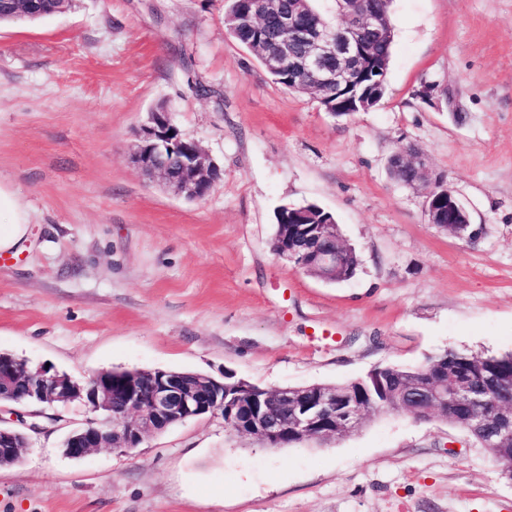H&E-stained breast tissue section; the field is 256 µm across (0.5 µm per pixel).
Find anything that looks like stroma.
<instances>
[{"label":"stroma","instance_id":"1","mask_svg":"<svg viewBox=\"0 0 512 512\" xmlns=\"http://www.w3.org/2000/svg\"><path fill=\"white\" fill-rule=\"evenodd\" d=\"M224 5L72 0L0 25V183L32 227L0 265V352L79 381L163 369L267 388L512 352V0H392L386 94L344 117L275 83ZM161 104L223 170L203 199L129 160ZM407 147L445 175L477 240L428 224L421 190L393 181ZM286 203L332 214L360 258L352 278L274 253ZM89 417L74 402L38 420L0 467V512H512V485L437 414L374 410L339 440L275 449L208 416L66 457Z\"/></svg>","mask_w":512,"mask_h":512}]
</instances>
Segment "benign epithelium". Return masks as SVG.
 <instances>
[{
  "mask_svg": "<svg viewBox=\"0 0 512 512\" xmlns=\"http://www.w3.org/2000/svg\"><path fill=\"white\" fill-rule=\"evenodd\" d=\"M273 0H253L243 25L254 27L272 11ZM336 25L307 21L303 11L283 12L281 26L288 39L266 55L264 64L274 70L286 67L300 72L314 92H331L350 85L375 61L373 41L385 33L379 14L366 0H336ZM395 165H409L417 172L412 186L424 194L428 223L469 239L470 216L441 175H434L422 157L409 150L393 155ZM131 163L146 177L157 179L171 193L202 199L221 179L222 172L198 142L181 135L170 112L159 107L138 133ZM273 250L276 255L320 279L336 277V250L343 247L333 218L313 205L298 209L288 221L277 224ZM12 395L18 406L52 407L79 402L94 414L86 426L65 440V455L80 459L99 448L128 452L147 437L190 418L227 416L233 430L267 448L293 440L323 441L347 434L360 426L364 410L350 404L355 394L334 385L315 384L303 400L287 388L263 389L238 379L218 380L204 374L165 370H105L83 383L51 367H33L0 352V390ZM461 418L460 429L483 433L486 448L508 454L512 450V401L497 407L498 425L489 428L484 407L489 392L456 380L418 384L398 394L389 392L391 405L420 420L448 409V398ZM28 447L26 436L0 426V461L13 464Z\"/></svg>",
  "mask_w": 512,
  "mask_h": 512,
  "instance_id": "1",
  "label": "benign epithelium"
}]
</instances>
